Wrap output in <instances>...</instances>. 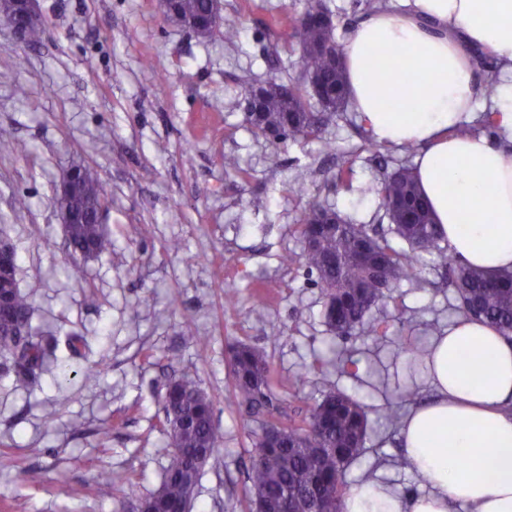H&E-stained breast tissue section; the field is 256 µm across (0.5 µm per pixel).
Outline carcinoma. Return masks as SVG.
<instances>
[{"label":"carcinoma","mask_w":512,"mask_h":512,"mask_svg":"<svg viewBox=\"0 0 512 512\" xmlns=\"http://www.w3.org/2000/svg\"><path fill=\"white\" fill-rule=\"evenodd\" d=\"M210 0H179V20L189 21L209 13ZM328 11L322 0H307L291 23V37L298 43L302 73L321 80L342 93V105L348 104L341 64L323 53L320 47L331 40L342 50L336 25L324 28L309 21L317 13ZM242 33L240 20L224 16V41L236 42ZM273 130L282 139L308 138L320 132L319 121L308 102L306 88L293 83L276 82L266 94L260 125L254 132L265 135ZM81 190L68 202L76 215L69 225L72 246L71 277H82L79 252L95 256L112 249L105 225L96 224L91 214L105 198L95 172L84 168ZM365 195L378 198L394 233L407 244L397 249L385 237L378 236L366 224L341 218L338 225L317 223L325 206L314 204L300 218L301 238H314L311 249H303L301 261L317 275L325 302L323 317L339 338L359 330L379 335V323L370 318L372 309L385 302L391 289L417 278L428 266L453 284L455 309L465 318L483 323L512 341V271L489 276L466 268L448 248L432 218L428 203L413 179V166L403 164L378 183H367ZM388 290L377 288L379 281ZM10 290L11 302L0 307V320L31 319V303L12 278L0 289ZM409 367L427 371L430 350L425 347L401 349ZM0 358L11 363L15 385L29 387L38 374L56 362L55 351L48 350L44 338L30 332L27 344L18 348L16 336L0 328ZM231 389L229 397L251 410L267 408L272 402L271 367L260 349L239 343L228 358ZM163 427L169 438L166 465L159 486L144 498L149 512H171L177 504L194 501L203 472L200 459L211 460L224 444V435L213 423L214 400L189 379L168 382L162 395ZM286 424L288 442L279 445L262 431L255 441L256 453L248 472L249 510L256 512H340L346 493L344 475L365 449L368 439L366 406L343 391L330 388L314 403L309 416L297 421L281 412L271 416L267 426ZM128 478L120 473L107 474L98 483L97 494L112 496V491Z\"/></svg>","instance_id":"carcinoma-1"}]
</instances>
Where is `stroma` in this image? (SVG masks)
Segmentation results:
<instances>
[{
  "instance_id": "35a3bbf8",
  "label": "stroma",
  "mask_w": 512,
  "mask_h": 512,
  "mask_svg": "<svg viewBox=\"0 0 512 512\" xmlns=\"http://www.w3.org/2000/svg\"><path fill=\"white\" fill-rule=\"evenodd\" d=\"M223 3L243 23L234 44L220 25L202 39L168 23L159 0H39L48 33L35 46L0 25V139L28 146L24 156L0 153V237L15 249L33 328L59 341L56 366L32 386L15 387L0 364V512H137L161 480L168 438L159 400L179 377L213 397L224 435L193 512H246L265 416L226 398L228 353L240 341L267 354L274 403L306 407L335 387L367 405L369 439L347 486L424 490L384 411L394 399L395 352L431 343L458 321L454 292L425 271L424 284L402 282L374 309L382 335L336 337L296 230L304 207L318 203L390 232L377 198L361 188L406 157L381 144L367 150L370 134L350 109L325 120L317 139L255 134L246 82L301 83L289 45L304 0ZM228 155L239 171L225 170ZM74 165L90 167L106 188L112 237L111 253L85 262L79 281L68 275L54 207ZM348 167L349 184L338 179ZM18 195L28 209L14 211ZM194 334L207 338L206 355ZM71 335L88 349L71 354ZM298 374L303 383L289 387ZM31 467L43 470V485L25 481ZM112 472L128 483L98 497V481Z\"/></svg>"
}]
</instances>
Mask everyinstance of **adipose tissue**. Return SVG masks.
<instances>
[{
	"label": "adipose tissue",
	"mask_w": 512,
	"mask_h": 512,
	"mask_svg": "<svg viewBox=\"0 0 512 512\" xmlns=\"http://www.w3.org/2000/svg\"><path fill=\"white\" fill-rule=\"evenodd\" d=\"M351 29L343 63L349 103L376 142L418 144L415 175L449 249L466 266L512 271V0H408ZM497 58L509 81L493 99L505 143L454 136L477 85L469 51ZM479 368L480 378L470 375ZM434 398L405 419L406 459L425 492L367 481L341 512H512V343L466 319L432 341Z\"/></svg>",
	"instance_id": "obj_1"
}]
</instances>
